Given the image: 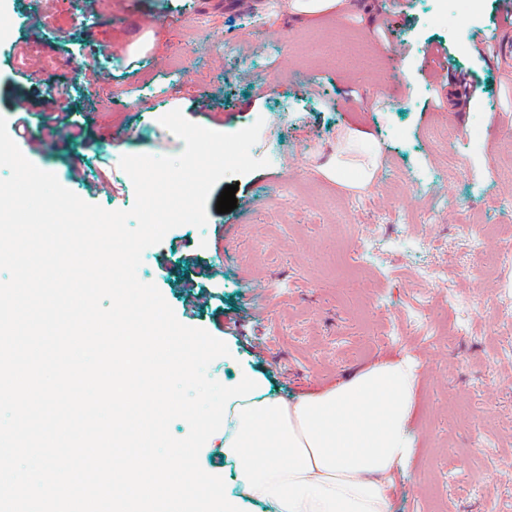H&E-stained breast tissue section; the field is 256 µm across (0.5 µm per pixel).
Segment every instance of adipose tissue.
<instances>
[{"mask_svg":"<svg viewBox=\"0 0 512 512\" xmlns=\"http://www.w3.org/2000/svg\"><path fill=\"white\" fill-rule=\"evenodd\" d=\"M412 367L386 359L296 401L245 371L224 386V454L247 498L274 512H390L388 479L412 454Z\"/></svg>","mask_w":512,"mask_h":512,"instance_id":"obj_1","label":"adipose tissue"}]
</instances>
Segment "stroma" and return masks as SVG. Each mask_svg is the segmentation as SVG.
Masks as SVG:
<instances>
[{"instance_id": "1", "label": "stroma", "mask_w": 512, "mask_h": 512, "mask_svg": "<svg viewBox=\"0 0 512 512\" xmlns=\"http://www.w3.org/2000/svg\"><path fill=\"white\" fill-rule=\"evenodd\" d=\"M0 0V116L27 117L11 91L16 71L28 90L71 86L69 117L87 120L86 142L27 152L38 168L85 202L131 209L135 190L125 155H175L173 134L157 133L154 113L180 110L205 128V98L224 107L222 132L263 121L251 154L267 167L239 184L250 212L216 211L204 227L183 225L143 253L138 277L157 286L177 318L224 341L229 357L211 363L219 383L249 370L274 397L296 400L344 381L387 356L411 364L414 453L394 472L391 512H496L512 501V359L492 362L503 343L492 302L512 293V265L489 234L469 254L466 215L512 225V53L501 36L499 0H351L310 16L295 0ZM386 40L374 27L388 10ZM153 27L139 28L141 14ZM105 45L98 56L86 41ZM445 48L449 67L474 74L479 89L456 107L423 71L428 47ZM12 57H4V49ZM367 133L343 140L342 130ZM125 131L114 139V131ZM78 165L83 180L71 179ZM447 282L416 272L422 260ZM211 293L189 311L184 284ZM265 292H252L254 283ZM429 319L456 324L457 301L483 296L469 311L471 335L427 340Z\"/></svg>"}]
</instances>
